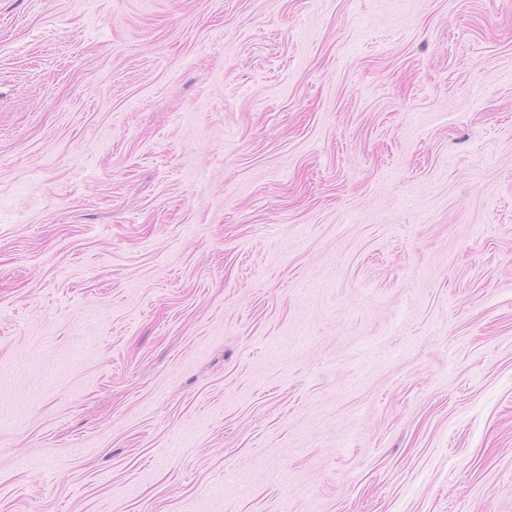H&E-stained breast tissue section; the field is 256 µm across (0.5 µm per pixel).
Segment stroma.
<instances>
[{
  "instance_id": "35a3bbf8",
  "label": "stroma",
  "mask_w": 512,
  "mask_h": 512,
  "mask_svg": "<svg viewBox=\"0 0 512 512\" xmlns=\"http://www.w3.org/2000/svg\"><path fill=\"white\" fill-rule=\"evenodd\" d=\"M0 512H512V0H0Z\"/></svg>"
}]
</instances>
